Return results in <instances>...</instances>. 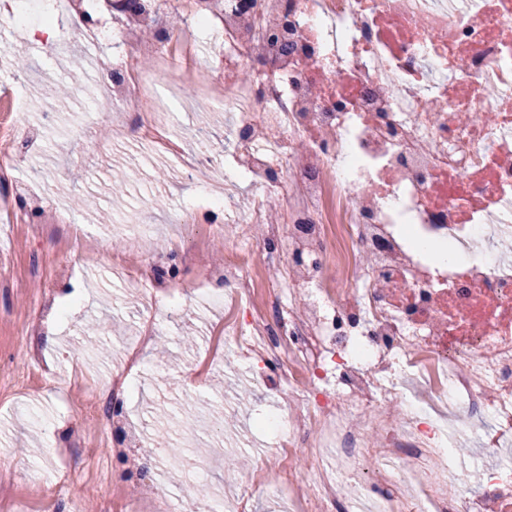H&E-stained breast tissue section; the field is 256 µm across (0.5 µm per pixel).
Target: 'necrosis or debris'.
I'll return each mask as SVG.
<instances>
[{"mask_svg":"<svg viewBox=\"0 0 512 512\" xmlns=\"http://www.w3.org/2000/svg\"><path fill=\"white\" fill-rule=\"evenodd\" d=\"M142 2L120 32L129 56L112 103L172 155L161 81L197 86L231 117L211 230L238 227L221 271L238 303L224 342L277 370L289 445L316 436L304 483L271 456L246 493L288 483L303 512H512V469L470 492L448 466L458 411L479 452L512 443V0ZM192 26L218 30L223 71ZM256 260L279 270L257 303ZM412 381L435 411L400 422L386 406Z\"/></svg>","mask_w":512,"mask_h":512,"instance_id":"1","label":"necrosis or debris"}]
</instances>
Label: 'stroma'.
I'll return each mask as SVG.
<instances>
[{
  "instance_id": "obj_1",
  "label": "stroma",
  "mask_w": 512,
  "mask_h": 512,
  "mask_svg": "<svg viewBox=\"0 0 512 512\" xmlns=\"http://www.w3.org/2000/svg\"><path fill=\"white\" fill-rule=\"evenodd\" d=\"M54 28L56 40L36 44L0 24V93L12 85L15 57H29L34 76L22 90L25 111L0 112V126L14 129L0 151L19 159L11 185H31L41 198L21 223H0V512H104V503L128 499L156 512L160 499L178 497L193 480L206 501H234L245 473L275 442L257 424L279 414L283 401L255 364L237 358L212 369L195 393L182 386L209 332L229 317L215 297L223 281L198 282L199 266L224 262L223 239L208 235L224 214L198 201L223 189L233 134L223 109L202 99L164 113L187 151L210 144L219 152V164L198 179L184 176L181 158L152 154L137 136L114 142L101 131L96 87L123 48L77 36L65 16ZM78 196L91 206L76 207ZM139 225L152 236L161 271L178 273L184 291L159 302L160 334L124 402L142 421L172 429L167 456L159 463L142 448L132 465L114 454L125 445L123 425H102L98 442L86 438L99 403L70 374L80 367L105 378L142 327V295L122 269L128 229ZM80 226L104 238L98 265L82 261ZM53 309L48 346L44 320ZM186 456L209 461L208 472L182 470ZM146 484L157 498H142Z\"/></svg>"
}]
</instances>
